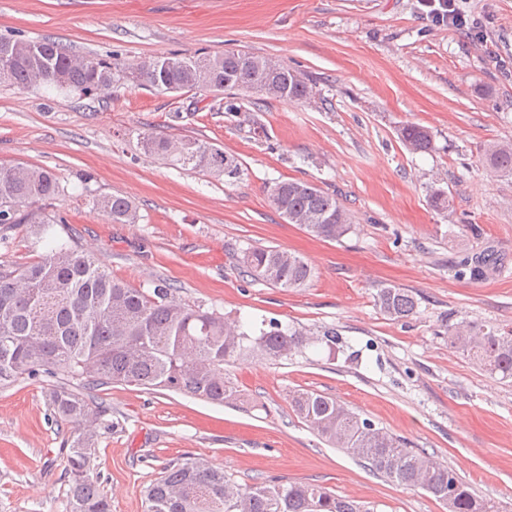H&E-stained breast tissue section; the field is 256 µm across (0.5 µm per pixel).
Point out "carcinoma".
Masks as SVG:
<instances>
[{"label":"carcinoma","mask_w":512,"mask_h":512,"mask_svg":"<svg viewBox=\"0 0 512 512\" xmlns=\"http://www.w3.org/2000/svg\"><path fill=\"white\" fill-rule=\"evenodd\" d=\"M0 83L20 89L47 87L59 94H88L115 86L148 87L161 92L246 89L254 94L300 101L311 93L308 76L276 60L271 67L242 64L233 51L167 54L149 65L129 64L115 55L79 56L51 38L29 40L0 35ZM399 138L413 152L433 145L428 128L408 124ZM144 153L182 170L216 177H240L238 161L224 150L196 139L174 140L141 131ZM487 162L496 172L512 174V145H491ZM64 193L56 175L43 167L0 165V225L26 226L39 239L54 224L32 206ZM277 211L290 224L312 235L339 240L352 230L347 212L335 197L301 180L270 186ZM114 224H135L137 207L122 196L96 200ZM247 276L280 288H302L313 276L299 255L276 247L242 251ZM177 289L159 281L144 290L115 280L90 252L73 240L52 241L40 260L0 263V387L45 376L53 418L70 426L67 512H112L94 472L100 430L113 423L95 392L112 385L161 388L208 402L233 405L239 390L225 365L249 356L279 362L303 353L318 341L333 349L336 332L318 339L277 322L251 335L237 321L215 310L181 302ZM377 305L392 320L416 313L405 289L379 290ZM448 342L482 369L512 378V332L501 333L466 323L448 332ZM296 415L327 444L342 448L384 477L408 488H421L448 505L449 512H496L478 498L453 470L407 447L336 399L312 391L291 398ZM147 512H370L309 483L242 485L203 458L176 461L145 489Z\"/></svg>","instance_id":"1"}]
</instances>
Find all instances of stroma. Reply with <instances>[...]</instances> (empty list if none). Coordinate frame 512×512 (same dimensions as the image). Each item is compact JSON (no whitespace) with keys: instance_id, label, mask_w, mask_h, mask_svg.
Listing matches in <instances>:
<instances>
[{"instance_id":"obj_1","label":"stroma","mask_w":512,"mask_h":512,"mask_svg":"<svg viewBox=\"0 0 512 512\" xmlns=\"http://www.w3.org/2000/svg\"><path fill=\"white\" fill-rule=\"evenodd\" d=\"M461 7L484 40L432 25L418 0H0V34L135 64L243 50L313 80L299 102L235 91L231 115L222 92L124 86L79 98L0 83V164L56 174L65 192L38 210L65 218L113 278L171 282L182 302L256 329L276 320L338 335L332 351L319 342L286 361L231 363L234 406L134 386L99 392L115 427L101 435L95 471L112 512H146V487L187 457L241 484L319 485L371 512H448L327 445L293 412L299 389L336 398L512 512V382L448 344L461 322L512 328V175L485 159L489 145L512 144V0ZM406 124L431 131L430 151L406 149ZM139 129L224 148L242 174L164 164L139 149ZM285 180L335 195L352 232L328 241L286 222L268 195ZM436 189L448 209L432 207ZM112 195L135 203L138 223H112L93 206ZM251 246L299 253L314 275L288 290L243 276ZM46 251L23 228L0 227V262ZM490 252L497 264L483 275L464 268ZM389 285L415 297L413 316L380 311L376 294ZM44 383L0 390V512L67 510V429L52 421Z\"/></svg>"}]
</instances>
